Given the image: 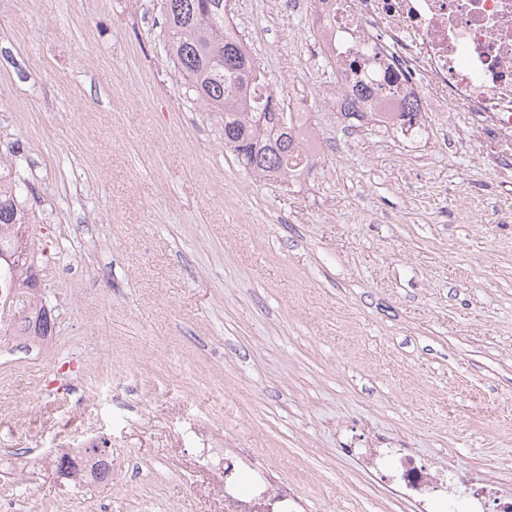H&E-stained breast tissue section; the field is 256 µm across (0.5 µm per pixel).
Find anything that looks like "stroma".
<instances>
[{
    "label": "stroma",
    "mask_w": 512,
    "mask_h": 512,
    "mask_svg": "<svg viewBox=\"0 0 512 512\" xmlns=\"http://www.w3.org/2000/svg\"><path fill=\"white\" fill-rule=\"evenodd\" d=\"M288 2L232 17L276 87L310 97L336 72ZM163 33L160 0H0V161L57 358L97 364L88 404L27 407L30 348L0 346V444L112 456L77 487L31 458L15 512H224L210 427L280 458L306 512H379L343 452L377 437L512 497V182L438 112L395 137L313 112L326 154L305 183L248 176L180 96Z\"/></svg>",
    "instance_id": "1"
}]
</instances>
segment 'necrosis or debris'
<instances>
[{
	"label": "necrosis or debris",
	"mask_w": 512,
	"mask_h": 512,
	"mask_svg": "<svg viewBox=\"0 0 512 512\" xmlns=\"http://www.w3.org/2000/svg\"><path fill=\"white\" fill-rule=\"evenodd\" d=\"M321 54L336 65L323 91L336 112L358 107L384 133L421 126L408 112L467 119V136L489 143L484 166L512 170V0H309ZM355 456L396 501L415 512H512L494 478L460 491L454 471L436 473L401 448ZM272 460L225 458L217 474L225 512H299L301 500L270 478Z\"/></svg>",
	"instance_id": "obj_1"
}]
</instances>
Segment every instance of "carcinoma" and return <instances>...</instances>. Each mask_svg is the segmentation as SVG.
<instances>
[{
  "instance_id": "cac0c4a2",
  "label": "carcinoma",
  "mask_w": 512,
  "mask_h": 512,
  "mask_svg": "<svg viewBox=\"0 0 512 512\" xmlns=\"http://www.w3.org/2000/svg\"><path fill=\"white\" fill-rule=\"evenodd\" d=\"M164 48L182 80L185 98L216 125L224 150L244 171L272 182L288 179L301 153L292 133V113L273 90L234 28L224 23V0H161ZM264 79L266 92L252 82ZM0 174V231L12 230L17 250L0 248V261L21 270V286H38L34 252L25 245L32 217L17 196L16 183ZM83 461L58 457L56 473L70 478Z\"/></svg>"
}]
</instances>
